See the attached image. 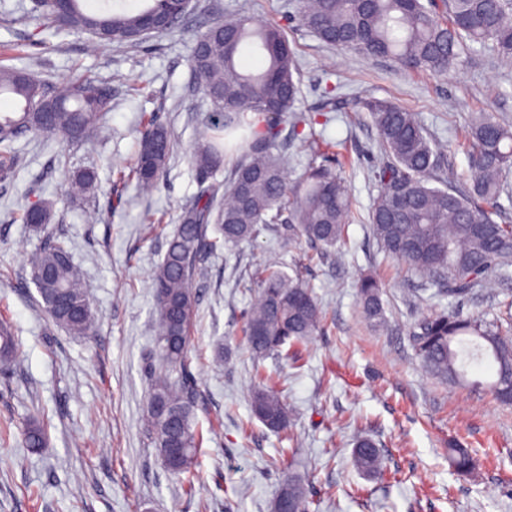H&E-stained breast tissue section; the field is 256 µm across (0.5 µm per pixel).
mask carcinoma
Here are the masks:
<instances>
[{
	"mask_svg": "<svg viewBox=\"0 0 512 512\" xmlns=\"http://www.w3.org/2000/svg\"><path fill=\"white\" fill-rule=\"evenodd\" d=\"M446 17L436 14L435 0H298L297 16L322 42L362 57L389 58L404 68L445 75L455 69L474 45L500 63L512 64V0H442ZM181 0H148L136 12H92L84 0H33L42 21L38 30L77 31L103 46L133 44L148 35L162 36L180 18ZM260 50L267 64L257 74L237 65L240 49ZM190 67L194 84L210 101L213 115L191 153L201 177L194 206L184 210L168 240L164 259L153 277L155 289V351L161 366L149 372L144 419L170 476L181 481L196 463L199 436L194 408L198 390L188 370L190 323L194 296L189 283L199 269L208 225L220 226L224 243L256 238L263 226L288 225V239L297 236L332 255L345 232L351 212L347 180L317 163L322 141L314 133L301 139L308 155L304 174L288 196L282 158L274 153L285 113L300 93L298 60L283 29L258 23L243 13L215 20L193 41ZM0 95L18 108L0 113V182L15 175L13 141L24 133L55 134L91 143L105 129L112 111V85L90 74H79L56 86L22 68L0 66ZM378 133L381 189L370 213L372 235L390 258L402 260L452 299L484 288L488 277L512 276V224H500V198L508 193L503 174L512 170V128L490 115L467 132V156L473 172L467 189L448 185L445 154L428 136L414 113L391 99L366 96L360 101ZM142 137L131 176L143 190L156 185L174 150L168 128L151 117ZM240 138L242 155L231 168L224 193L206 183L226 162V138ZM92 168L74 172L71 184L96 187ZM18 218L40 231L54 220V203L26 200ZM30 275L48 271L53 283L38 289L51 320L74 334H86L94 317L87 293L74 274L66 247L54 242L32 254ZM261 288L248 311L244 339L251 353L279 355L289 342L301 343L320 328L323 312L297 279L269 267L255 269ZM379 282L371 275L358 280L357 297L370 323H386ZM413 345L428 375L450 384L466 382V367L488 357L495 380L487 385L492 399L512 404V334L481 319L442 310L425 316L412 333ZM15 356L10 326L0 321V360ZM253 415L267 427L288 428L291 412L273 388L259 385L251 394ZM22 444L38 450L47 435L40 420L29 418L21 428ZM452 467L468 474L474 461L467 449L448 448ZM353 466L366 477L384 471L377 444L361 437L353 450ZM288 495L297 512H307L302 484L283 476L278 495Z\"/></svg>",
	"mask_w": 512,
	"mask_h": 512,
	"instance_id": "carcinoma-1",
	"label": "carcinoma"
}]
</instances>
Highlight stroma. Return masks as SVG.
Here are the masks:
<instances>
[{
    "mask_svg": "<svg viewBox=\"0 0 512 512\" xmlns=\"http://www.w3.org/2000/svg\"><path fill=\"white\" fill-rule=\"evenodd\" d=\"M31 8V0H0V65L54 83L95 75L111 83L113 105L106 132L92 144L21 135L16 175L0 182V320L18 343L16 358L0 366V512H270L288 472L301 479L308 512H512V407L429 377L411 336L420 319L448 307L504 323L512 279L451 301L422 290L419 274L384 256L368 224L380 191L378 135L357 105L370 94L416 113L466 187L460 131L484 112L512 123V67L480 50L442 76L368 60L302 27L295 0H190L188 17L168 35L107 49L80 32L45 31L41 45L30 44L38 25ZM227 12L285 28L301 85L276 142L287 183L295 185L307 163L301 135L316 131L327 142L328 165L351 178L352 214L340 265L305 238L285 244L284 224L236 246L208 228L214 248L192 279L190 352L203 441L187 487L166 471L143 417L154 362L152 279L199 191L190 151L211 106L192 80V39ZM150 113L170 130L174 152L144 194L135 182L117 184L116 175L134 165ZM86 167L98 172L90 193L70 185ZM37 196L55 203V221L42 232L17 218L23 200ZM50 238L65 242L88 291L94 328L87 335L53 323L30 280L27 257ZM264 265L299 275L324 318L307 342L257 359L242 326L259 294L252 274ZM365 274L382 285L386 328L371 325L357 303ZM219 349L220 365L213 361ZM263 376L293 413L287 430L273 431L251 413ZM31 416L48 434L37 453L20 440ZM362 436L381 449L384 477L355 470L352 450ZM452 443L476 458L472 474L451 467Z\"/></svg>",
    "mask_w": 512,
    "mask_h": 512,
    "instance_id": "obj_1",
    "label": "stroma"
}]
</instances>
